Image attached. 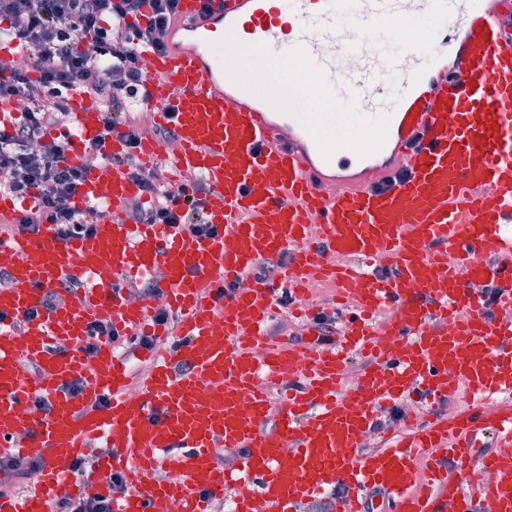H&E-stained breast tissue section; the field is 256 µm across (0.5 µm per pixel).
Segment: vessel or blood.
Here are the masks:
<instances>
[{
  "instance_id": "obj_1",
  "label": "vessel or blood",
  "mask_w": 512,
  "mask_h": 512,
  "mask_svg": "<svg viewBox=\"0 0 512 512\" xmlns=\"http://www.w3.org/2000/svg\"><path fill=\"white\" fill-rule=\"evenodd\" d=\"M499 5L409 0V15L439 26L431 44L411 49L394 106L381 107L362 22L393 16L394 0H180L166 50L145 54L143 96L178 150L165 154L147 130L135 153L145 167L165 159L175 174L202 176L204 221L220 231L191 240L130 223L124 206L140 186L116 137L82 188L85 202L109 193L92 237L17 226V200L0 193V222L14 226L0 240L11 276L0 289V452L44 461L41 493L0 496V512L108 495L116 472L129 492L112 512H208L229 494L234 512H300L322 491L334 493V512H365L372 488L389 512H478L487 499L512 512V17ZM326 40L358 54L357 68L337 73L320 50ZM229 42L297 57L344 103L364 107L388 151L365 166L361 150L315 149L293 110L225 65ZM70 107L75 130L44 139L78 165L102 117L79 96ZM262 262L276 265L275 278H254ZM155 271L158 298L129 302L138 278ZM67 279L79 281L76 292L47 305ZM312 280L334 282L343 296L329 310L336 331L311 324L268 342V321L301 311ZM160 304L175 314V331L155 323ZM95 321L110 323L114 338L89 353ZM141 335L154 344L134 386L121 345ZM355 356L371 365L341 392ZM76 378L78 394L67 389ZM411 391L461 406L411 420L405 436L382 434V450L365 451L384 403ZM500 394L507 402L485 406ZM36 396L48 405L39 416L28 409ZM482 436L491 451L481 452ZM223 447L237 450L235 467L220 464ZM429 447L446 455L417 474L413 453ZM87 457L83 480L64 484ZM476 457L479 473L469 467Z\"/></svg>"
}]
</instances>
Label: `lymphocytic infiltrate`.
Wrapping results in <instances>:
<instances>
[{
    "label": "lymphocytic infiltrate",
    "mask_w": 512,
    "mask_h": 512,
    "mask_svg": "<svg viewBox=\"0 0 512 512\" xmlns=\"http://www.w3.org/2000/svg\"><path fill=\"white\" fill-rule=\"evenodd\" d=\"M179 0H0V43L13 46L14 60L0 66V99L25 101L11 127L0 129V192L27 200L17 225L37 230L54 225L60 238L92 235L95 206L77 209L87 165L64 164L59 145L45 134L71 122L72 95L93 99L104 115L103 137L86 151L95 162L108 161L105 139L119 136L128 147L124 162L144 192L127 203L134 224L181 225L191 236L214 233L201 215L209 188L192 180L193 198L174 208L166 164L141 166L134 154L140 135L172 139V128L148 127L140 98L146 75L137 64L138 47L161 51L178 13Z\"/></svg>",
    "instance_id": "f902f5d3"
}]
</instances>
